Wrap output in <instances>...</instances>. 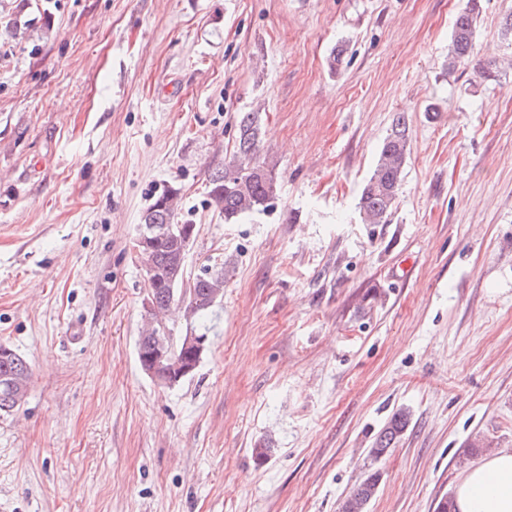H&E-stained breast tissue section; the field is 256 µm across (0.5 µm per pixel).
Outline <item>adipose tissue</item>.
<instances>
[{"mask_svg": "<svg viewBox=\"0 0 512 512\" xmlns=\"http://www.w3.org/2000/svg\"><path fill=\"white\" fill-rule=\"evenodd\" d=\"M455 512H512V448L471 464L456 484Z\"/></svg>", "mask_w": 512, "mask_h": 512, "instance_id": "obj_1", "label": "adipose tissue"}]
</instances>
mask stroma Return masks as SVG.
<instances>
[{"mask_svg":"<svg viewBox=\"0 0 512 512\" xmlns=\"http://www.w3.org/2000/svg\"><path fill=\"white\" fill-rule=\"evenodd\" d=\"M481 5L450 71L465 0H0V344L32 368L0 512H339L371 469L368 512H434L474 437L512 448V0ZM243 112L279 190L228 224L207 181ZM400 112L394 213L365 224ZM171 187L187 276L218 260L227 283L168 387L137 359L135 243ZM480 0H468L458 14L448 44V70L469 61L477 40V19L480 13ZM409 150L408 123L399 114L393 119L380 146L378 162L361 190L358 207L363 223H390ZM409 414L406 411H400L394 414L385 424L381 431L375 437L370 455L373 459H378L386 455L394 447L404 431L409 425Z\"/></svg>","mask_w":512,"mask_h":512,"instance_id":"obj_1","label":"stroma"}]
</instances>
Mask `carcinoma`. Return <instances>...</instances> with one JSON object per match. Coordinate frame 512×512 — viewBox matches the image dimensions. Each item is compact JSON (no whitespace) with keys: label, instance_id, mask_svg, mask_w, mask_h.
<instances>
[{"label":"carcinoma","instance_id":"1","mask_svg":"<svg viewBox=\"0 0 512 512\" xmlns=\"http://www.w3.org/2000/svg\"><path fill=\"white\" fill-rule=\"evenodd\" d=\"M480 0H467L458 14L448 44V70L469 61L477 40V19ZM238 136L233 157L209 176V203L224 216V223L232 224L239 218L268 210L278 194L275 166L263 156L260 141V120L255 112H244L238 119ZM409 156L408 123L404 115H397L384 138L378 162L365 181L359 198V212L365 224H388L404 178ZM176 193L169 190L159 195L142 215V226L166 224L168 232L158 241L146 258L163 270L165 284L158 288V313L152 316L154 324L144 330L137 341V351L150 354L163 346L170 351L173 361L193 362L184 349L183 336H159L156 329L163 316L174 308L182 310L187 319H205L218 300L224 296L225 263L205 264L194 277V286L183 287L184 268L181 261L182 235L190 228L176 219ZM31 369L27 361L13 352L0 357V413H9L26 399ZM409 425V414H394L375 437L370 455L378 459L394 447ZM380 482V472H369L347 495L341 512H367Z\"/></svg>","mask_w":512,"mask_h":512}]
</instances>
